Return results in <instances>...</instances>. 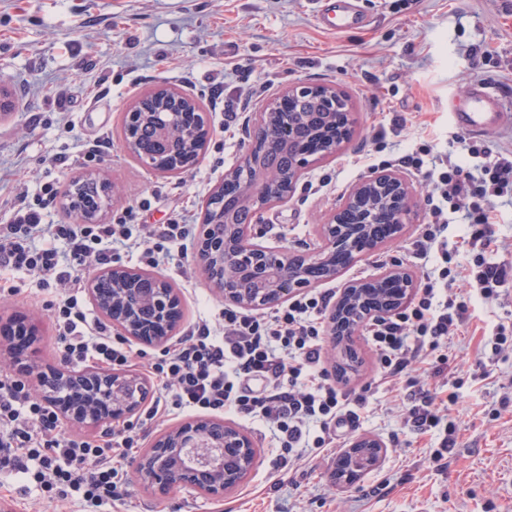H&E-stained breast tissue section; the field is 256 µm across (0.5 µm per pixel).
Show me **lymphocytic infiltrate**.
Here are the masks:
<instances>
[{"label":"lymphocytic infiltrate","instance_id":"f902f5d3","mask_svg":"<svg viewBox=\"0 0 512 512\" xmlns=\"http://www.w3.org/2000/svg\"><path fill=\"white\" fill-rule=\"evenodd\" d=\"M454 141L448 152L419 144L397 162L430 188L429 221L412 243L413 257L447 259L444 233L459 224L469 259L436 275L424 272L405 307L370 320L366 328L377 383L398 392L405 427L418 435L441 433L431 455L440 471L456 432L443 424L458 398L448 389V338L471 318L456 289L473 288L489 302L512 279V263L498 259L493 232L496 203L512 204V152L493 151L459 134ZM193 234L190 224L137 223L131 208L111 224H46L39 211L13 206L10 222L0 225V304L18 294V272L36 276L44 291L67 285L62 299L49 305L63 361L105 371L130 368L135 360L125 338L104 323L88 322L78 271L92 262L106 268L125 256L156 266L170 247L185 246ZM329 304V294L299 293L269 314L229 303L218 324L194 322L147 364L156 389L139 423L185 411L229 413L268 428L279 450L278 467L292 469L320 457L339 429L354 427L369 398L368 389L347 388L324 365ZM135 426L112 425L103 441L74 437L28 381L0 371V470L25 475L57 501L75 490L91 507L128 505L127 467L140 441Z\"/></svg>","mask_w":512,"mask_h":512}]
</instances>
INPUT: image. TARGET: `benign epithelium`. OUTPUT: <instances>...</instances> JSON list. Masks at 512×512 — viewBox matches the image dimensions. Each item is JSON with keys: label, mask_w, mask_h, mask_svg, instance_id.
Segmentation results:
<instances>
[{"label": "benign epithelium", "mask_w": 512, "mask_h": 512, "mask_svg": "<svg viewBox=\"0 0 512 512\" xmlns=\"http://www.w3.org/2000/svg\"><path fill=\"white\" fill-rule=\"evenodd\" d=\"M161 98L168 106L150 112L156 130L154 152L142 157L135 151L132 135L125 137V147L135 158L162 175H176L194 167L199 158H189V149L207 142L210 125L204 112L191 95L166 82L129 103L124 112L126 126L137 122L145 109L148 97ZM314 103L321 109L319 118L328 124L340 125V130L354 129L356 109L346 94L334 85L297 84L267 100L259 109L256 121L239 163L224 176L208 197L202 218L198 244V261L224 299L246 308H272L289 297L318 284L304 270L309 267H328L324 280H334L340 274L332 265L338 252L349 258V264L362 260L377 247L401 238L414 215L415 201L407 183L397 174L380 172L352 185L343 204L329 214L321 227V247L313 252L274 250L258 243L246 245L237 240L235 218L248 209L254 221L273 205L288 199L268 196V170L274 156L288 153L291 168L288 171V192L296 189L299 175L322 160L336 154L340 145L336 139L313 145L298 138L293 123L287 119L298 104ZM194 118L185 126V138L176 141L169 134L172 122L179 116ZM279 124L281 133L269 136L268 123ZM389 210L386 224L389 236L376 244L358 243V237L371 224L378 222L380 206ZM133 270L114 266L107 271L112 276L113 291L119 293L129 282ZM143 288L149 292L155 310L153 328L142 327L133 316L134 306L118 304L120 297L112 298V305L99 307L103 316L120 326L126 336L156 346L164 343L171 332V324L182 312L181 299L169 283L155 273L146 275ZM398 284L400 288L391 298L370 305V310L382 313L391 306H403L416 288L412 275L399 264L380 276L345 284L330 314L332 335L347 336L345 302L359 289L367 286ZM40 330L35 322L18 325L0 320V347L9 348L15 363L36 375L45 403L68 419L86 425L101 426L131 416L139 409L140 383L131 374L101 370L73 373L65 368H47L39 363L35 345ZM253 447L251 438L239 429L216 434L203 428V423L183 424L156 438L151 448L139 457L136 467L141 479L161 493L174 485L196 488L219 499L224 496V484L234 475L224 470V461L244 457ZM351 457H342L337 465L347 466L336 471L345 484L358 480L363 470L377 467L385 456V448L374 439L355 440L348 448Z\"/></svg>", "instance_id": "7a95c632"}]
</instances>
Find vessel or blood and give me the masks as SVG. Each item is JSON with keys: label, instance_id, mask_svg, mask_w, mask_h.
<instances>
[{"label": "vessel or blood", "instance_id": "obj_1", "mask_svg": "<svg viewBox=\"0 0 512 512\" xmlns=\"http://www.w3.org/2000/svg\"><path fill=\"white\" fill-rule=\"evenodd\" d=\"M314 15L325 31L336 33L366 27L369 22L360 0H312ZM448 116L463 132L489 133L512 124L499 91L486 84L473 85L465 104L449 102Z\"/></svg>", "mask_w": 512, "mask_h": 512}]
</instances>
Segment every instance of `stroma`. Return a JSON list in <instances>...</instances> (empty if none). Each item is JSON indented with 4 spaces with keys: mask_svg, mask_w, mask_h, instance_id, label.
I'll return each mask as SVG.
<instances>
[{
    "mask_svg": "<svg viewBox=\"0 0 512 512\" xmlns=\"http://www.w3.org/2000/svg\"><path fill=\"white\" fill-rule=\"evenodd\" d=\"M368 27L332 34L322 30L308 0H0V87L14 94L12 112L0 117V200L25 194L44 223L70 221L62 199L42 201L41 188L58 190L93 173L119 187L103 223L135 207L140 223L165 224L182 216L200 224L202 205L244 150L243 131L261 104L298 83L333 84L356 109L351 140L307 169L295 192L265 212L261 242L290 251L321 245L319 227L349 187L372 175L368 163L349 164L361 146L376 160L394 159L430 136L451 146L455 130L448 102H465L474 83L495 87L512 107V0H363ZM482 60L472 65L469 51ZM166 82L184 89L208 112L212 132L199 163L173 176L156 175L132 159L122 120L133 97ZM235 113V139L224 137V116ZM401 114L414 117L398 137L373 142L372 128ZM103 141L101 157L87 160L88 143ZM415 195V216L405 235L358 261L319 291L340 292L353 280L402 263L420 277L412 243L427 221L425 191L404 172ZM197 243L187 257L171 252L156 274L182 299L180 329L215 321L223 298L200 270ZM473 318L451 340L448 369L463 387L452 415L456 445L443 473L430 462L432 441L405 429L399 399L379 389L361 410L356 430L340 434L328 456L298 471L278 469L262 424L224 416L243 429L257 450L254 469L215 499L176 486L159 493L130 472L135 512H512V353L500 356L486 379L474 376L483 333L512 315V292L473 301ZM22 314L41 330L40 359L59 365L56 330L45 297L22 292L0 306V317ZM379 440L382 463L357 482L336 483L338 453L358 438ZM389 485L388 493L373 488ZM12 495L13 512H58L55 501L22 475L0 472V497Z\"/></svg>",
    "mask_w": 512,
    "mask_h": 512,
    "instance_id": "35a3bbf8",
    "label": "stroma"
}]
</instances>
